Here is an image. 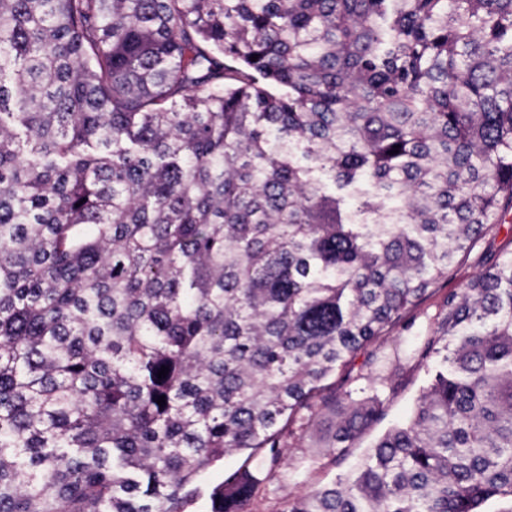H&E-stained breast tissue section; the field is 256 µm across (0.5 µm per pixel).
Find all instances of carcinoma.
I'll return each mask as SVG.
<instances>
[{
    "label": "carcinoma",
    "mask_w": 512,
    "mask_h": 512,
    "mask_svg": "<svg viewBox=\"0 0 512 512\" xmlns=\"http://www.w3.org/2000/svg\"><path fill=\"white\" fill-rule=\"evenodd\" d=\"M511 211L512 0H0V512H244L440 294L282 512H512ZM511 222V223H510ZM511 227V232H510ZM512 250V212L506 215V223L502 227L496 239L488 246L485 251H476L459 266L456 279L449 287L457 288L458 285L466 281L479 268L478 265L490 259V255H498L499 253H509ZM392 335L384 343L383 350L390 356L385 374L401 384L399 394L390 402L387 417L381 423L364 431L354 442L350 455L341 463L328 464L327 459L319 460L305 470L300 478L301 484L292 485L288 477L280 476L268 482L246 505L245 512H282L289 498L303 493L310 486H322L337 481L370 448L377 437L390 425L402 422L410 416L413 403L425 384L426 375L423 368L403 358L398 360L394 350L399 348L398 341Z\"/></svg>",
    "instance_id": "cac0c4a2"
}]
</instances>
